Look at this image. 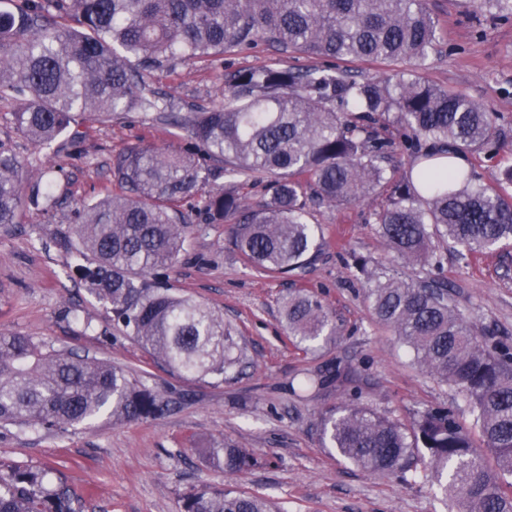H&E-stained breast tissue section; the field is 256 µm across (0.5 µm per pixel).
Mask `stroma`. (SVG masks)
I'll list each match as a JSON object with an SVG mask.
<instances>
[{
    "label": "stroma",
    "instance_id": "35a3bbf8",
    "mask_svg": "<svg viewBox=\"0 0 512 512\" xmlns=\"http://www.w3.org/2000/svg\"><path fill=\"white\" fill-rule=\"evenodd\" d=\"M439 20L441 52L422 70L430 83L466 94L493 112L512 134V21L496 20L474 0H428ZM314 57L274 48L243 49L211 60L180 63L154 73L159 94L183 105L208 107L224 95L225 74L263 66L306 68ZM17 103L0 96V145L14 153L29 176L56 166L59 204L44 214L21 212L19 224L0 231V333H21L46 348L75 350L122 367L131 377L176 401L168 414L64 433L0 428V473L16 467L42 471L48 485L65 482L82 512H180L192 487L208 484L269 494L285 512H448L438 487L420 478L400 479L361 470L322 447L320 414L350 393L378 415L411 424L421 412L445 407L469 423L468 406L452 387L423 371L397 336L376 323L355 261L382 262L402 279L427 268L402 262L370 220L385 200L375 188L355 205L314 203L315 186L302 180L308 220L326 235L322 254L293 275L270 278L245 267L229 240L228 223L208 224L187 211L189 246L167 271L178 293L203 302L237 325L250 364L237 379L219 383L178 378L121 329L75 279L74 212L106 184L113 154L134 144L177 148L183 139L141 116H118L81 128L72 153L38 150L13 124ZM443 274L465 320L512 345V249L459 260L444 247ZM316 297L340 330L332 340L296 348L288 338L283 305L288 295ZM340 366L347 384H330L296 397L289 380L304 371ZM231 441L252 451L257 467L230 474L208 465L202 451Z\"/></svg>",
    "mask_w": 512,
    "mask_h": 512
}]
</instances>
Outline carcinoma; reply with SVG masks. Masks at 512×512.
Returning <instances> with one entry per match:
<instances>
[{
    "mask_svg": "<svg viewBox=\"0 0 512 512\" xmlns=\"http://www.w3.org/2000/svg\"><path fill=\"white\" fill-rule=\"evenodd\" d=\"M264 43L276 49L351 62L403 60L395 75L356 78L337 68L259 67L226 80L224 101L181 112L147 89L145 76L176 63L222 56ZM440 45L426 0H22L0 6V94L20 98L16 130L49 154L76 143L72 128L140 114L191 141L185 150L134 145L112 159L108 181L120 194L76 210L77 275L89 294L167 372L224 382L245 366L237 329L163 280L186 251L188 225L179 204L197 202L207 224L236 217L231 243L251 266L272 275L301 270L322 253L323 228L307 220L300 177L314 180L329 204L361 201L386 184L372 213L381 236L402 259L442 266L435 241L459 258L512 242V195L473 184L463 153L509 150L507 132L462 93L438 87L417 68ZM404 130L409 172L388 176L394 142L380 129ZM275 177L271 197L244 207L242 180ZM226 178L224 188L210 184ZM57 206L52 180L26 182L16 156L0 149V228L17 223L24 203ZM377 323L410 348L415 362L461 394L472 417L464 427L446 408L418 415L411 428L353 397L320 416L325 448L379 475L421 469L439 484L448 512H512V347L487 346L441 279L402 280L360 264ZM299 345L336 335L322 303L296 294L284 304ZM347 375L330 368L288 383L295 395ZM172 401L121 368L73 352L46 350L31 337L0 334V425L65 432L106 415L116 422L156 418ZM476 430L495 466L471 440ZM209 463L230 473L259 464L233 442L205 448ZM0 512H80L64 484L15 468L0 475ZM182 512H277L264 495L202 486Z\"/></svg>",
    "mask_w": 512,
    "mask_h": 512,
    "instance_id": "obj_1",
    "label": "carcinoma"
}]
</instances>
